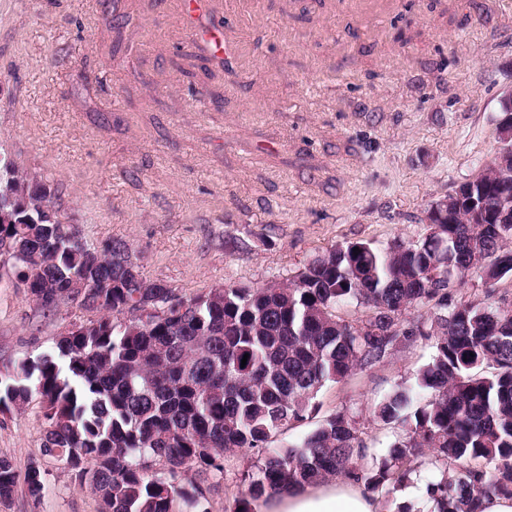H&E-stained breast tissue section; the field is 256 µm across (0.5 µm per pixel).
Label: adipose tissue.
Masks as SVG:
<instances>
[{"mask_svg": "<svg viewBox=\"0 0 512 512\" xmlns=\"http://www.w3.org/2000/svg\"><path fill=\"white\" fill-rule=\"evenodd\" d=\"M263 512H379V506L361 483L345 477L275 494Z\"/></svg>", "mask_w": 512, "mask_h": 512, "instance_id": "obj_1", "label": "adipose tissue"}]
</instances>
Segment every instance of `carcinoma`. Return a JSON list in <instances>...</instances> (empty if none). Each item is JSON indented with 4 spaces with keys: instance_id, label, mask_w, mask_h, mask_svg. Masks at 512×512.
Masks as SVG:
<instances>
[{
    "instance_id": "carcinoma-1",
    "label": "carcinoma",
    "mask_w": 512,
    "mask_h": 512,
    "mask_svg": "<svg viewBox=\"0 0 512 512\" xmlns=\"http://www.w3.org/2000/svg\"><path fill=\"white\" fill-rule=\"evenodd\" d=\"M0 173L17 202L0 219V238H14L27 256L13 274L45 315L73 302L65 294L73 280H88L94 288L83 309L98 315L87 333L62 336L51 352L20 364L21 376L1 377L0 408L39 399L47 423L41 456L64 452L107 512H206L204 483L224 471L221 453L234 448L261 453L244 475L237 512H258L277 491L330 477L352 476L373 493L397 487L424 448L448 467L464 464L427 485L433 512H482L483 500L512 497V313L453 298L473 269L496 282L512 277V251L503 249L512 214L480 223L468 205L475 197L512 210V185L492 166L470 178L461 202L416 243L339 245L286 284L176 294L186 312L147 323L136 312L154 289L146 279L130 287L137 265L126 242L73 243L62 224L41 219L42 202L60 207L55 193L33 187L5 158ZM413 306L430 311L435 353L417 390L393 393L375 412L386 424L408 425L387 457L365 465L356 422L342 412L298 446L273 445L289 423L309 417L326 384L425 334L421 324L402 328ZM349 307L368 313L351 319ZM422 395L424 404L413 406ZM188 469L198 481L183 482ZM18 479L0 458V500ZM24 482L40 497L38 466H28Z\"/></svg>"
}]
</instances>
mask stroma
<instances>
[{
    "mask_svg": "<svg viewBox=\"0 0 512 512\" xmlns=\"http://www.w3.org/2000/svg\"><path fill=\"white\" fill-rule=\"evenodd\" d=\"M0 0V156L61 197L95 245L125 241L144 278L191 298L285 282L334 246L413 243L429 206L490 164L499 101L512 90V0ZM127 15L110 28L113 12ZM229 44V69L188 79L180 53ZM247 241L243 250L227 240ZM455 298L512 310V281L469 273ZM81 311L43 315L0 271V376L55 346ZM434 355L421 336L319 393L278 444H300L327 416L356 421L368 459L401 424L374 415L417 387ZM38 401L0 413V458L38 462L45 488L18 483L0 512H99L67 466L41 458ZM224 457L208 512H236L257 465ZM441 464L414 458L409 481L377 494L381 512H429Z\"/></svg>",
    "mask_w": 512,
    "mask_h": 512,
    "instance_id": "obj_1",
    "label": "stroma"
}]
</instances>
